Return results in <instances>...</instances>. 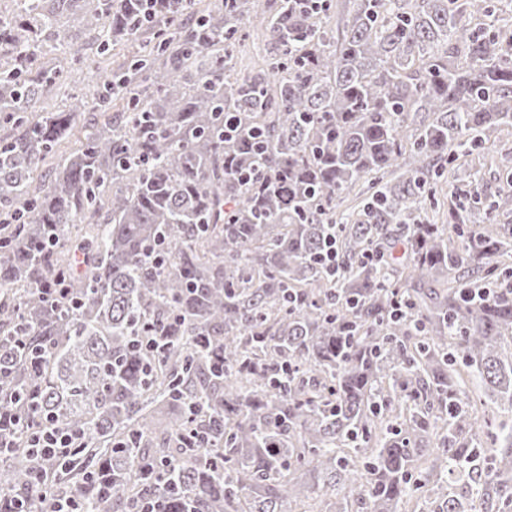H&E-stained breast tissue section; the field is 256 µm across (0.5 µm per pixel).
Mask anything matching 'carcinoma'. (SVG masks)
Wrapping results in <instances>:
<instances>
[{
  "instance_id": "obj_1",
  "label": "carcinoma",
  "mask_w": 512,
  "mask_h": 512,
  "mask_svg": "<svg viewBox=\"0 0 512 512\" xmlns=\"http://www.w3.org/2000/svg\"><path fill=\"white\" fill-rule=\"evenodd\" d=\"M48 0L0 12V512H512V167L485 207L469 158L512 136V18L493 0H79L102 45L154 44L105 94L34 114L68 45ZM260 70L237 72L245 21ZM49 179L39 163L107 100ZM473 187L429 210L446 171ZM368 183L360 206L344 194ZM486 224L469 230L472 213ZM87 221L83 270L72 228ZM335 244L337 273L320 254ZM58 283L66 297L38 291ZM493 289L483 299L479 291ZM406 313L392 315L396 302ZM165 332L160 352L134 347ZM80 436L35 488L31 433Z\"/></svg>"
}]
</instances>
